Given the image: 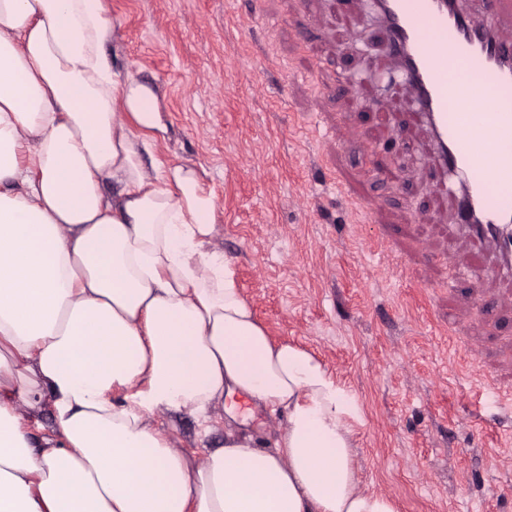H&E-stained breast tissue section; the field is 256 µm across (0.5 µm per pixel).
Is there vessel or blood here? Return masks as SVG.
I'll use <instances>...</instances> for the list:
<instances>
[{"instance_id": "obj_1", "label": "vessel or blood", "mask_w": 512, "mask_h": 512, "mask_svg": "<svg viewBox=\"0 0 512 512\" xmlns=\"http://www.w3.org/2000/svg\"><path fill=\"white\" fill-rule=\"evenodd\" d=\"M485 2L475 17L461 0H386L380 18L398 61L412 63L405 86L433 132L436 160L459 184L456 223L473 241L491 244L492 225L512 224V205L497 195L498 185L512 183V66L491 57L484 44L512 52L498 37L499 25L512 22V0ZM452 56L466 63L453 76ZM481 85L487 95H478ZM480 137L495 149L478 160L471 146Z\"/></svg>"}]
</instances>
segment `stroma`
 <instances>
[{
    "label": "stroma",
    "mask_w": 512,
    "mask_h": 512,
    "mask_svg": "<svg viewBox=\"0 0 512 512\" xmlns=\"http://www.w3.org/2000/svg\"><path fill=\"white\" fill-rule=\"evenodd\" d=\"M102 55L158 97L143 154L197 171L212 245L271 338L361 406L359 475L397 512H512V279L452 232L454 194L370 0H105ZM388 166L399 180L385 184ZM204 461L188 410L158 416Z\"/></svg>",
    "instance_id": "stroma-1"
}]
</instances>
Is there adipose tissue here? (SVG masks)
Instances as JSON below:
<instances>
[{"label": "adipose tissue", "instance_id": "obj_1", "mask_svg": "<svg viewBox=\"0 0 512 512\" xmlns=\"http://www.w3.org/2000/svg\"><path fill=\"white\" fill-rule=\"evenodd\" d=\"M112 29L103 0H0V512H396L359 477L355 395L272 341L211 249L213 192L146 175L157 98L104 63ZM185 409L205 434L226 412L197 466L151 422ZM235 405L237 413L247 418L245 428L258 441L266 440L270 435L271 419L268 414L256 409L254 405L245 397L234 396L227 400V405Z\"/></svg>", "mask_w": 512, "mask_h": 512}]
</instances>
